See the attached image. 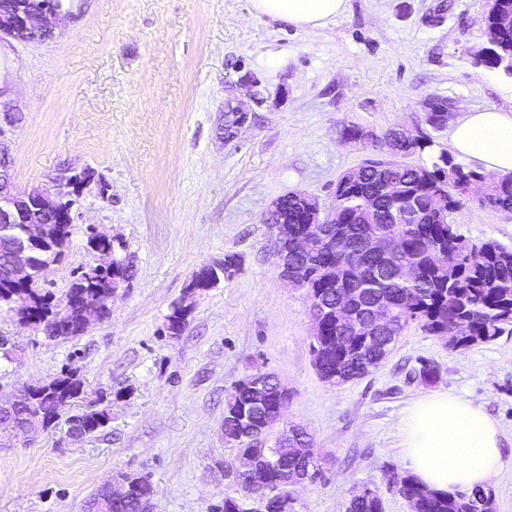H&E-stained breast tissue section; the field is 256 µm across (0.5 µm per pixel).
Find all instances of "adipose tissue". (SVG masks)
I'll return each instance as SVG.
<instances>
[{"mask_svg": "<svg viewBox=\"0 0 512 512\" xmlns=\"http://www.w3.org/2000/svg\"><path fill=\"white\" fill-rule=\"evenodd\" d=\"M252 7L256 15L310 31L342 14L346 0H252ZM448 145L459 160L502 177L512 174V109L463 113L448 132ZM399 426L410 472L430 489L452 494L483 487L501 462L496 422L461 396L444 391L418 397L403 410Z\"/></svg>", "mask_w": 512, "mask_h": 512, "instance_id": "ef3b65f1", "label": "adipose tissue"}]
</instances>
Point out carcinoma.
Here are the masks:
<instances>
[{
    "mask_svg": "<svg viewBox=\"0 0 512 512\" xmlns=\"http://www.w3.org/2000/svg\"><path fill=\"white\" fill-rule=\"evenodd\" d=\"M50 0H0V22L17 11H39ZM512 15V0H494L482 23L495 44L494 55L483 66L497 68L500 59L512 56V27L502 18ZM390 151L389 159H365L354 183L341 174L336 180L334 204L340 223L332 225L347 234L354 245V260L338 259L317 234L308 231L310 216L297 206L296 192L288 193V202L274 219L284 218L294 239L288 264L291 272L285 282L291 287L304 281L309 285L312 313L323 316L321 335L313 337L311 352L318 354L314 364L320 377L333 386H342L362 378L378 368L375 348H361L350 336L348 325L338 321L326 309L336 301L340 289H350L362 310L378 304L390 316L393 327L386 336H400L409 323L415 322L427 334L465 335V347L491 343L512 336V246L496 240L473 241L459 233L449 220L464 195L466 178L486 183L481 202L491 208L512 212V176L485 178L454 162L448 153L432 155L428 164H414L405 158L432 148L434 141L424 133L412 147L407 146L398 129L391 128L382 137ZM47 224L52 241L31 250L30 285L11 288L0 283V302L15 305L19 322L42 329L50 340H67L84 335L109 313L112 300V271L129 278L128 267L114 258L112 241L90 237L96 243L94 263L81 271L69 288L75 294L94 293L103 304L89 310L79 309L63 325L56 324L58 310L51 297L38 289L41 271L59 262L71 235L65 215L43 212L38 215ZM26 225L0 223V268L9 260L11 245L24 240ZM394 234L398 250L388 255H373L365 243L371 236ZM414 267L418 276L408 282L399 276L401 267ZM239 267L238 256L225 255L224 266L213 274V284ZM187 312L182 304L171 308L167 329L180 334L186 325ZM83 384L65 383L57 376L43 384L20 389L18 403L0 406V428L20 426L23 433H36L48 427L79 419L88 434L99 432L110 421L108 408L92 406L70 413ZM247 399L243 381H237L224 403V442L235 448H254L263 442L259 437L242 434L237 416ZM314 481L321 478V465L312 457V466L302 463L288 447L280 452L278 465L252 492L260 498L278 503L276 491L299 470ZM117 480L127 484V500L119 506L106 501L99 491L86 502L94 512H142L151 484L143 476L121 474ZM395 491L408 500L413 512H494L493 499L481 490L470 494L449 495L420 485L406 476L397 482ZM379 496L354 497L345 512H382Z\"/></svg>",
    "mask_w": 512,
    "mask_h": 512,
    "instance_id": "1",
    "label": "carcinoma"
}]
</instances>
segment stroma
<instances>
[{
	"label": "stroma",
	"instance_id": "obj_1",
	"mask_svg": "<svg viewBox=\"0 0 512 512\" xmlns=\"http://www.w3.org/2000/svg\"><path fill=\"white\" fill-rule=\"evenodd\" d=\"M491 0H348L344 14L304 32L255 16L251 0H77L52 38L0 39V107L16 191L81 171L68 250L39 282L63 303L92 263L90 234L111 239L131 277L109 315L83 336L47 340L0 304V398L68 369L85 401L104 399L109 424L76 438L51 427L0 433V512H84L117 473L147 476L153 512H224L235 452L221 431L224 398L246 375L288 389L282 426L314 439L324 481L297 491L295 512H344L362 488L385 512H410L392 481L407 475L399 417L418 396L446 391L479 405L501 432L502 464L486 486L512 512V338L465 350L409 325L369 375L323 382L310 350L309 301L286 287L266 212L301 191L334 204L338 176L376 152L341 135L423 125L421 102L456 112L512 107V78L481 67ZM248 120L225 140L224 114ZM451 219L472 240L512 246V212L462 199ZM238 255L214 288L189 291L203 264ZM189 313L180 335L166 317ZM438 378L420 380L423 364Z\"/></svg>",
	"mask_w": 512,
	"mask_h": 512
}]
</instances>
